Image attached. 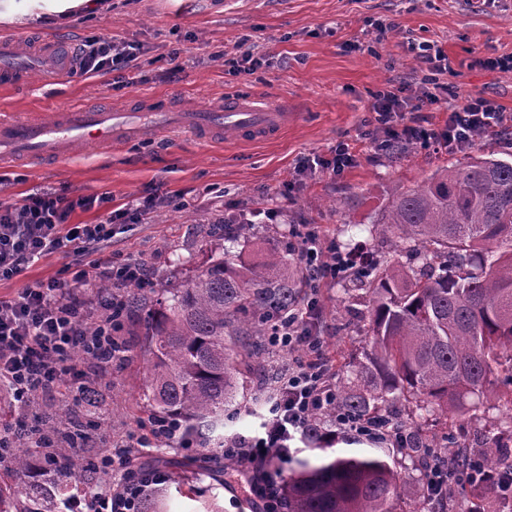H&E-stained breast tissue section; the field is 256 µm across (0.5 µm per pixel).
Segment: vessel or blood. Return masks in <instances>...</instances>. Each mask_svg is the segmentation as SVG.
<instances>
[{"label": "vessel or blood", "instance_id": "b4317fda", "mask_svg": "<svg viewBox=\"0 0 512 512\" xmlns=\"http://www.w3.org/2000/svg\"><path fill=\"white\" fill-rule=\"evenodd\" d=\"M48 70L75 83L72 51L53 39L30 43L19 35L0 36V84L19 89L31 75ZM288 123L286 108L273 101L246 96L223 107L201 112L169 103L151 102L139 110L112 111L72 107L48 116L0 121V164L17 159L60 162L88 144L115 145L151 129H183L205 139L224 137L239 141L251 136L261 142L277 135Z\"/></svg>", "mask_w": 512, "mask_h": 512}]
</instances>
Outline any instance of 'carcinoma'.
I'll return each mask as SVG.
<instances>
[{
	"mask_svg": "<svg viewBox=\"0 0 512 512\" xmlns=\"http://www.w3.org/2000/svg\"><path fill=\"white\" fill-rule=\"evenodd\" d=\"M371 233L401 243L405 260L359 262L357 286L371 302L361 325L366 347L336 375L338 407L369 416L397 400L411 404L415 420L399 425L411 436L404 456L424 468L437 450L434 459L464 480L470 449L421 437L417 420L512 411V162L483 153L436 168L414 188H395ZM304 282L288 251L271 245L259 260L224 251L168 285L158 308L126 295L127 312L145 326L148 406L184 421L187 436L224 447V413L243 404L239 365L251 362L270 392L279 385L268 337ZM37 421L58 443H80L88 428L76 409L45 411ZM307 441L311 455L286 484L288 512H424L397 510L402 476L389 452H342L316 432ZM16 448L11 470L23 489L0 485V512H41L68 484L27 481L36 455L59 472L54 449L25 442L23 432ZM483 463L512 471V447L492 440Z\"/></svg>",
	"mask_w": 512,
	"mask_h": 512,
	"instance_id": "obj_1",
	"label": "carcinoma"
}]
</instances>
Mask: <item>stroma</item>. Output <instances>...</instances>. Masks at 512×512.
Segmentation results:
<instances>
[{
	"label": "stroma",
	"mask_w": 512,
	"mask_h": 512,
	"mask_svg": "<svg viewBox=\"0 0 512 512\" xmlns=\"http://www.w3.org/2000/svg\"><path fill=\"white\" fill-rule=\"evenodd\" d=\"M104 13L75 11L69 24L49 27L37 20H0V34L39 33L78 45L87 37L115 36L138 45L130 66L71 86L40 76L20 91L0 89V114L23 117L51 114L74 105L127 108L152 97H178L182 106L207 109L214 103L251 94L288 104L293 117L278 137L255 143H205L188 134L152 131L116 148L90 146L68 164L5 165L11 181L0 200L17 202L35 191H63L69 197L109 194L113 207L154 189L180 194L181 206L159 205L132 224H116L101 253L116 261L145 265L153 285L143 294L163 298L169 282L192 276L222 250L259 256L269 245L296 247L288 230L315 225L324 245L354 248L367 255L375 241L369 232L393 187L412 188L436 168L462 165L464 152L421 145L397 158L374 151L365 134L372 130L369 110L374 91L401 82L421 95L422 63L416 44L430 41L448 55L451 74L440 76L442 100L424 105L434 125L446 119L443 101L481 93L512 112V72L482 67L484 59L512 56V0H110ZM180 49L177 62L169 54ZM260 59L254 73L235 72L225 58ZM181 64L179 81L169 79ZM349 144L357 164L337 177L318 174L299 179L301 155L332 158L338 143ZM266 208L279 210L274 224L253 225L248 236L228 241L214 225ZM59 254L41 258L21 274L0 280V297L57 276ZM351 277L323 284L315 299L317 329L335 362L360 354L363 336L350 325L362 301L351 298ZM129 350L123 365L93 380L90 416L104 417L105 437H91L87 453L107 454L112 443L139 435L149 417L145 329L124 322ZM245 402L224 419V435L250 434L266 412V396L249 371L238 377ZM512 416L492 410L481 419L428 420L423 434L449 436L481 448L483 435L507 426ZM168 480L161 512H255L246 493V476L234 468L198 474L193 451L167 450Z\"/></svg>",
	"instance_id": "35a3bbf8"
}]
</instances>
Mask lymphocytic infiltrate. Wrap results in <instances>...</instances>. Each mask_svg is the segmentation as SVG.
I'll list each match as a JSON object with an SVG mask.
<instances>
[{
    "label": "lymphocytic infiltrate",
    "mask_w": 512,
    "mask_h": 512,
    "mask_svg": "<svg viewBox=\"0 0 512 512\" xmlns=\"http://www.w3.org/2000/svg\"><path fill=\"white\" fill-rule=\"evenodd\" d=\"M137 55L117 37H89L76 48L79 70L96 76L128 66ZM422 104L403 89L385 88L373 96L378 132L372 142L389 153L417 144L438 143L449 151H464L495 130L512 126V114L478 94L458 96L448 107L443 126H425ZM109 197H68L60 192L31 193L18 202L0 201V279L22 273L44 255L61 254L64 264L57 277L0 297V393L14 405L26 408L35 396L65 390L73 401L83 397L91 368L109 366L112 344L124 320V309L112 298L90 302L83 283L123 282L150 287L147 268L138 263H115L99 257L102 243L112 237L113 225L154 209L156 198L137 197L120 209H109ZM100 209L93 224H73L75 209ZM298 259L311 273L310 287L343 276L348 256L325 247L319 233L305 229ZM314 302H307L278 327L272 342L281 350L301 352L289 363L279 393L270 406L271 417L258 433L225 443L224 457L235 461L248 475L251 498L260 512H284L285 483L271 471L273 460L286 458L296 435L309 433L318 416L333 412L337 431L406 446L404 431L375 417L353 418L336 409L334 365L325 353L314 323ZM180 423L172 418L155 420L149 438L136 437L129 448L108 456L97 492L69 499L67 512H143L150 487L166 482L163 471L137 472L131 449L153 448L168 441L177 448L203 445L180 436Z\"/></svg>",
    "instance_id": "obj_1"
}]
</instances>
